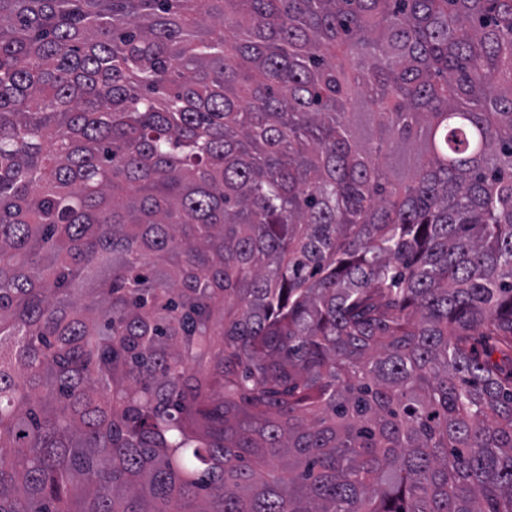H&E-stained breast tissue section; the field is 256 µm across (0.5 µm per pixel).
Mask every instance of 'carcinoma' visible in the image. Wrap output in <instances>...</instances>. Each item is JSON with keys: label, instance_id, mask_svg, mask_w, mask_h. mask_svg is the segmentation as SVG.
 Wrapping results in <instances>:
<instances>
[{"label": "carcinoma", "instance_id": "cac0c4a2", "mask_svg": "<svg viewBox=\"0 0 512 512\" xmlns=\"http://www.w3.org/2000/svg\"><path fill=\"white\" fill-rule=\"evenodd\" d=\"M0 512H512V0H0Z\"/></svg>", "mask_w": 512, "mask_h": 512}]
</instances>
